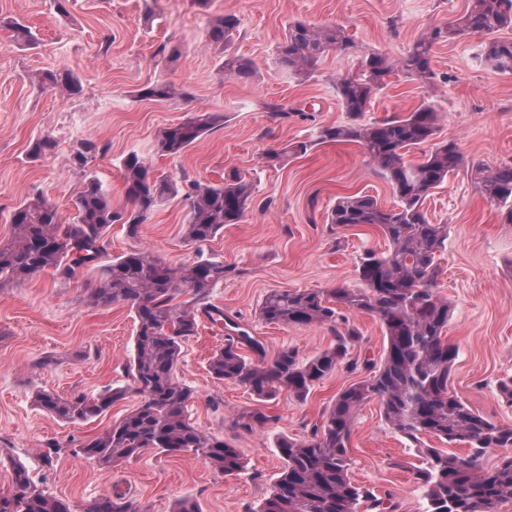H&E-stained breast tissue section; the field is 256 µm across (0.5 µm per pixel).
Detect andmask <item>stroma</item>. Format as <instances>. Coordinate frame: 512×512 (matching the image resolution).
<instances>
[{"instance_id": "35a3bbf8", "label": "stroma", "mask_w": 512, "mask_h": 512, "mask_svg": "<svg viewBox=\"0 0 512 512\" xmlns=\"http://www.w3.org/2000/svg\"><path fill=\"white\" fill-rule=\"evenodd\" d=\"M466 2L209 0L201 6L196 0H68L61 14L52 0H0V237L14 207L39 194L72 217L91 176L109 190L113 207H122L121 168L133 151L149 159L155 174L177 181L216 183L240 173L252 184L254 205L241 223L225 225L223 235L204 247L236 270L214 289L211 302L226 321L259 339L267 357L287 347L303 358L319 353L333 341L325 328L265 324L259 305L273 289L356 286L358 255L385 250L387 242L371 225L331 231L327 215L341 196L370 195L386 208L395 199L354 143L321 144L300 158L267 160L285 143L314 137L319 126L345 122L334 78L354 65L332 53L313 78L300 81L280 68L276 46L289 22L302 19L342 26L363 48L397 59L430 28L460 15ZM229 12L240 19L230 50L253 61L256 72L249 79L222 76V51L208 43V19ZM10 19L32 26L37 44H14L3 26ZM162 42L175 46L172 56H155ZM433 51L434 87L391 76L369 116L409 112L432 100L437 139L456 141L464 155L463 166L423 205L431 223L448 227L437 290L452 307L443 333L457 349L450 388L473 411L512 427V405L498 390L499 380L512 375V224L471 179L472 166L512 163V74L485 65L478 34L457 35ZM59 69L78 78L80 93L66 96L31 80ZM156 81L174 83L184 97L138 99V90ZM274 104L281 113L271 112ZM199 109L223 114V125L181 157L157 156V134ZM44 139L51 149L36 151ZM88 139L101 150L80 168L73 155ZM185 214L180 198L169 199L149 215L138 239L129 238L124 225H113L105 254L76 278L48 271L0 288V495L11 493V464L18 461L34 482L78 506L116 491L146 512H171L183 497L195 499L202 512H248L282 470L278 439L306 438L337 393L361 379V372L342 369L317 384L306 401L280 394L262 405L269 422L244 430L236 417L257 404L243 385L211 378L207 362L223 346L226 329L203 316L178 366L192 389L188 411L197 427L239 449L245 470L227 476L189 455L152 453L103 469L78 453V444L134 409L138 395L128 394L82 424L46 414L32 395L38 389L95 394L127 385L134 316L124 304L89 306L86 290L101 266L134 247L171 266L192 263L196 249L182 238ZM350 323L360 333L351 357L381 360L386 341L379 320L357 314ZM49 442L62 448L50 465L39 456ZM349 454L352 480L388 502L384 508L363 502L359 512H419L414 449L386 424L377 400L362 405Z\"/></svg>"}]
</instances>
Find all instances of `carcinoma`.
I'll list each match as a JSON object with an SVG mask.
<instances>
[{
	"label": "carcinoma",
	"instance_id": "carcinoma-1",
	"mask_svg": "<svg viewBox=\"0 0 512 512\" xmlns=\"http://www.w3.org/2000/svg\"><path fill=\"white\" fill-rule=\"evenodd\" d=\"M239 25L234 13L210 20V43L228 48ZM7 27L17 44L37 42L27 24L12 19ZM510 27L512 0H468L462 15L424 33L396 61L357 45L339 26L301 19L288 23L276 50L279 66L288 74L301 80L313 77L333 50L355 58L356 66L336 73L334 80L347 122L321 126L316 138L293 142L267 158L304 156L320 144L356 143L391 186L396 204L385 208L371 195L354 194L339 198L328 215L329 224L337 230L372 225L389 243L383 252L367 249L360 255L358 286L272 290L259 306V317L269 325L327 328L335 337L327 349L302 358L297 350L284 348L267 360L257 338L233 330L208 360L213 379L245 386L259 403L282 392L303 402L317 383L340 368L368 371L338 393L321 421L313 424L310 436L279 440L283 468L269 495L251 512H358L364 501L379 502L373 490L352 481L348 454L356 414L371 399L379 401L391 429L414 445L421 461L413 469L424 502L421 512H498L500 504L512 497V456L503 457L492 468L482 464L486 449L512 448V428L473 412L448 389L457 349L442 338L451 308L448 299L436 292L442 274L439 253L448 231L447 225L429 221L423 204L460 167L462 152L453 141H434L438 114L429 100L404 114L365 118L392 75L401 72L434 85V45L463 32L484 36L485 62L511 73L512 40L496 37L499 30ZM221 71L246 79L253 74L254 64L226 51ZM40 81L67 96L80 91L78 79L67 70L45 72ZM176 95L173 84L156 82L139 90L138 97L164 100ZM222 124L224 116L219 113L196 112L160 132L156 153L178 158ZM425 145L429 149L421 161L407 159L408 153ZM99 151L95 142L86 141L73 162L84 166ZM473 174L481 195L504 210L505 223L512 224V163L478 166ZM121 176L126 201L118 210L112 209L108 191L95 178L85 183L76 198V213L70 220L40 195L17 205L10 215L8 237L0 240V288L21 285L48 270L65 280L74 278L106 251L112 225H126L128 237L137 238L149 214L170 196L183 198L184 241L198 247L222 234L224 225L241 223L253 201L251 183L235 172L216 184L187 178L178 182L154 175L146 158L136 152L124 160ZM233 271L202 252L191 264L179 267L142 249L113 257L101 269L86 300L101 307L122 303L134 312L136 334L126 367L130 384L95 395L74 391L66 397L39 390L34 395L36 406L70 423H83L101 416L133 391L140 396L138 405L83 441L79 453L106 469L154 451L188 453L226 475L243 472L246 464L238 449L190 422L192 390L176 373L183 344L197 333L199 314L210 317L217 312L210 302L213 289ZM180 294L189 298L179 303ZM354 313L374 315L384 329L387 348L378 364L367 360L361 366L349 357L350 344L360 338L348 318ZM244 345L257 359L242 354ZM268 421L258 407L243 414L239 425L251 430ZM424 436L466 444L470 453L461 457L432 448L424 443ZM12 469L13 494L0 496V512H145L138 502L110 493L75 506L37 486L23 464L15 463Z\"/></svg>",
	"mask_w": 512,
	"mask_h": 512
}]
</instances>
